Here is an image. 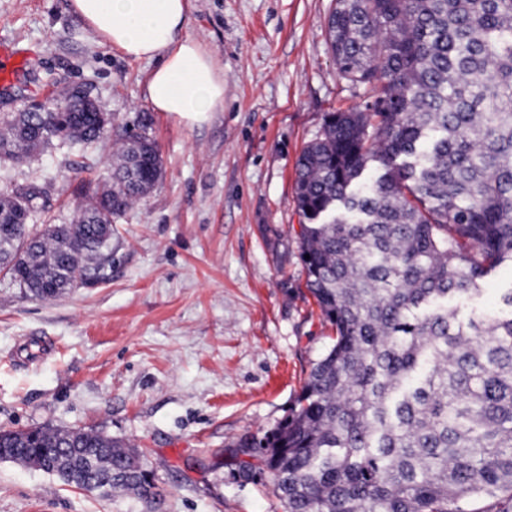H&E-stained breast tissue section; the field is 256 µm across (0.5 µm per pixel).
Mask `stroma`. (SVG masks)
<instances>
[{
  "label": "stroma",
  "instance_id": "stroma-1",
  "mask_svg": "<svg viewBox=\"0 0 512 512\" xmlns=\"http://www.w3.org/2000/svg\"><path fill=\"white\" fill-rule=\"evenodd\" d=\"M186 36L224 71V109L194 126L153 111L149 63L98 45L68 0H0V41L29 72L0 89V114L53 110L80 87L136 128L151 118L164 173L116 220L107 280L42 300L0 272V430L99 431L138 448L160 512H285L273 476L237 478L241 440L293 408L335 332L306 290L296 162L327 113L364 108L370 88L333 61L334 0H192ZM115 137L53 142L0 185H41V224L75 223L111 174ZM512 287L500 265L461 316L492 315ZM0 512H149L0 462Z\"/></svg>",
  "mask_w": 512,
  "mask_h": 512
}]
</instances>
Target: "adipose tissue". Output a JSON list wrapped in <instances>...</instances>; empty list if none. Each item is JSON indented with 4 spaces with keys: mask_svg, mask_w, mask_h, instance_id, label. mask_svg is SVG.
<instances>
[{
    "mask_svg": "<svg viewBox=\"0 0 512 512\" xmlns=\"http://www.w3.org/2000/svg\"><path fill=\"white\" fill-rule=\"evenodd\" d=\"M101 45L152 63L146 100L154 111L193 125L224 109V73L183 30L190 0H69Z\"/></svg>",
    "mask_w": 512,
    "mask_h": 512,
    "instance_id": "ef3b65f1",
    "label": "adipose tissue"
}]
</instances>
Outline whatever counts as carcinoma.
<instances>
[{"label":"carcinoma","instance_id":"1","mask_svg":"<svg viewBox=\"0 0 512 512\" xmlns=\"http://www.w3.org/2000/svg\"><path fill=\"white\" fill-rule=\"evenodd\" d=\"M329 35L374 97L328 113L296 164L306 287L336 336L237 475L269 470L286 512H512V287L505 315L448 309L512 262V0H336ZM107 136L94 112H14L0 159ZM121 140L74 224L38 230L41 190L0 187V270L34 296L107 279L114 220L163 174L147 126ZM0 448L161 505L141 456L101 432L1 430Z\"/></svg>","mask_w":512,"mask_h":512}]
</instances>
